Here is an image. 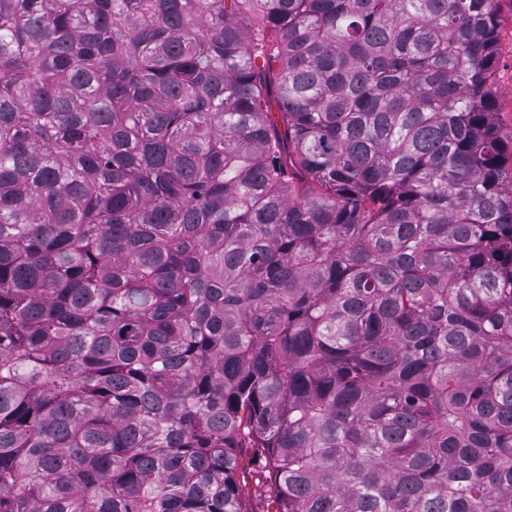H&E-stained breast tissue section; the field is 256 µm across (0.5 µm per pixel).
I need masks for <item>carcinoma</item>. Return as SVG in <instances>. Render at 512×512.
Wrapping results in <instances>:
<instances>
[{"label":"carcinoma","mask_w":512,"mask_h":512,"mask_svg":"<svg viewBox=\"0 0 512 512\" xmlns=\"http://www.w3.org/2000/svg\"><path fill=\"white\" fill-rule=\"evenodd\" d=\"M500 2L0 0V512H512Z\"/></svg>","instance_id":"obj_1"}]
</instances>
